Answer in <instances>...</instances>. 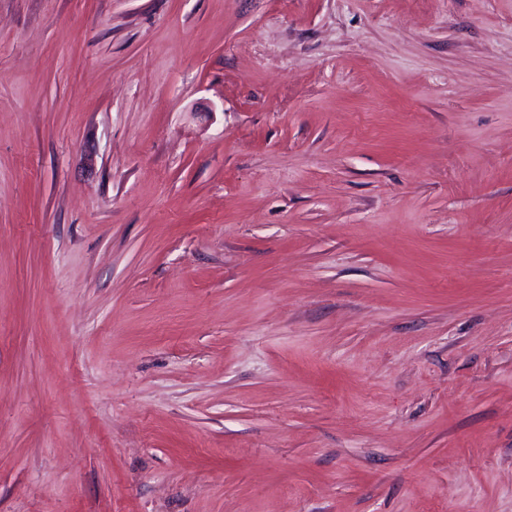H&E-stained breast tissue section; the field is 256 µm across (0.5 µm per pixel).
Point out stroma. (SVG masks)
Masks as SVG:
<instances>
[{"mask_svg":"<svg viewBox=\"0 0 512 512\" xmlns=\"http://www.w3.org/2000/svg\"><path fill=\"white\" fill-rule=\"evenodd\" d=\"M0 512H512V0H0Z\"/></svg>","mask_w":512,"mask_h":512,"instance_id":"stroma-1","label":"stroma"}]
</instances>
